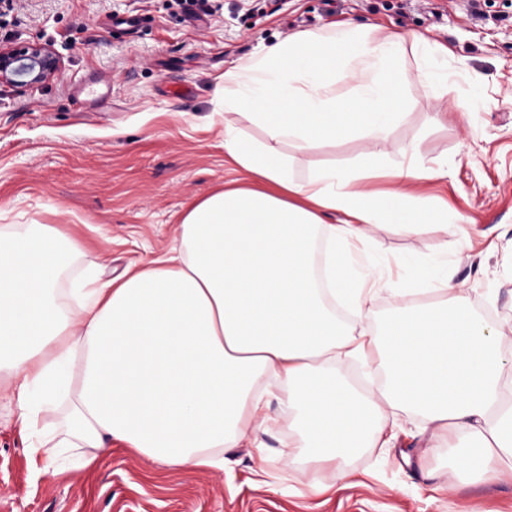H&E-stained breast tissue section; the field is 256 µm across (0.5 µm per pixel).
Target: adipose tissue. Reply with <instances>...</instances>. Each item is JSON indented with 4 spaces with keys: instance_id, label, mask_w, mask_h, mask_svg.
Here are the masks:
<instances>
[{
    "instance_id": "adipose-tissue-1",
    "label": "adipose tissue",
    "mask_w": 512,
    "mask_h": 512,
    "mask_svg": "<svg viewBox=\"0 0 512 512\" xmlns=\"http://www.w3.org/2000/svg\"><path fill=\"white\" fill-rule=\"evenodd\" d=\"M408 43L421 80L446 84L447 47L347 22L294 33L225 70L224 151L251 184L189 200L178 254L105 282L82 278L71 306L60 307L55 288L76 244H62L48 224L0 231V385L25 428L70 396L38 450L83 448L90 464L94 449L115 439L173 468L220 470L227 445L278 426L269 411L276 395L288 410L289 459L313 467L341 469L363 449L388 446L395 434L383 414L392 407L419 415L434 444L469 439L455 465L476 480L512 473V377L497 349L506 328L480 321L448 276L425 301L419 289H392L398 314L384 329L383 388L362 393L332 367L337 355L369 347L328 306L338 298L369 314L377 267L351 259L354 243H370L369 226L445 234L465 223L405 190L433 169L417 167L410 146L387 173L367 163L300 177L279 149L386 140L402 117L398 61ZM236 114L259 126L263 141H245ZM385 173L402 188L368 190ZM336 211L341 222L328 223Z\"/></svg>"
}]
</instances>
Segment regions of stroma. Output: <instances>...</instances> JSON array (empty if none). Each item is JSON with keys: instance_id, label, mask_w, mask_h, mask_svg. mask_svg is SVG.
I'll list each match as a JSON object with an SVG mask.
<instances>
[{"instance_id": "35a3bbf8", "label": "stroma", "mask_w": 512, "mask_h": 512, "mask_svg": "<svg viewBox=\"0 0 512 512\" xmlns=\"http://www.w3.org/2000/svg\"><path fill=\"white\" fill-rule=\"evenodd\" d=\"M350 22L420 35L447 46V86L419 79L413 51L400 59L405 115L385 143L350 137L313 151L288 143L297 174L374 159L391 169L402 147L447 175L414 182L427 204L468 217L462 231L413 235L370 228L391 282L412 260L424 287L431 260L472 312L512 320V0H0V45L51 43L61 67L18 93L0 86V226L49 224L80 250L61 273L116 277L179 244L183 204L237 178L224 154V72L263 44ZM471 110L461 113L459 102ZM447 113L436 121V113ZM280 427L260 447L224 451V468L173 470L120 441L80 466L78 452L34 454L36 434L0 392V512H512V475L466 480L429 448L415 415L397 421L393 447L367 448L347 477L289 462Z\"/></svg>"}]
</instances>
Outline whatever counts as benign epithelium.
Listing matches in <instances>:
<instances>
[{"label":"benign epithelium","instance_id":"benign-epithelium-1","mask_svg":"<svg viewBox=\"0 0 512 512\" xmlns=\"http://www.w3.org/2000/svg\"><path fill=\"white\" fill-rule=\"evenodd\" d=\"M60 63L59 53L47 42L0 45V85L31 88L47 84L56 77Z\"/></svg>","mask_w":512,"mask_h":512}]
</instances>
